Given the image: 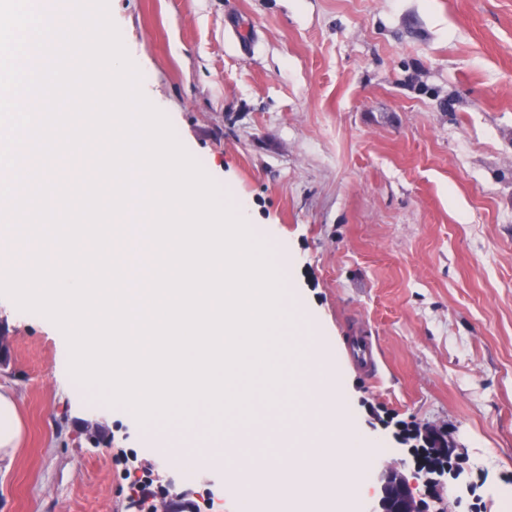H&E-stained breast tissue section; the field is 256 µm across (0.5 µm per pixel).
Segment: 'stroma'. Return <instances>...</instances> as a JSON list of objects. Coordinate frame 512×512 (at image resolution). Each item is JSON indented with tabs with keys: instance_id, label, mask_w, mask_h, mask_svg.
Listing matches in <instances>:
<instances>
[{
	"instance_id": "35a3bbf8",
	"label": "stroma",
	"mask_w": 512,
	"mask_h": 512,
	"mask_svg": "<svg viewBox=\"0 0 512 512\" xmlns=\"http://www.w3.org/2000/svg\"><path fill=\"white\" fill-rule=\"evenodd\" d=\"M142 90L290 272L339 401L413 474L399 431L456 446L447 512L512 498V0H108ZM372 336L376 376L348 338ZM0 386L24 438L0 512H138L126 449L160 434L69 374L63 332L0 299Z\"/></svg>"
}]
</instances>
